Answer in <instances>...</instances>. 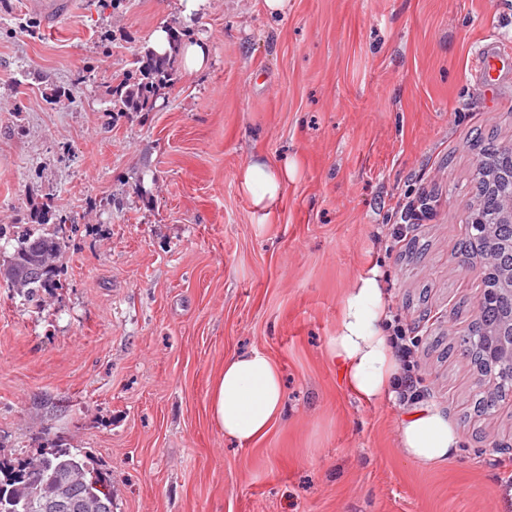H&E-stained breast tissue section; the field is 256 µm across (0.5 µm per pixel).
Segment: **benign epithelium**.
I'll list each match as a JSON object with an SVG mask.
<instances>
[{
  "mask_svg": "<svg viewBox=\"0 0 512 512\" xmlns=\"http://www.w3.org/2000/svg\"><path fill=\"white\" fill-rule=\"evenodd\" d=\"M471 234L463 242L465 261L479 263L485 288L477 300V308H498L501 320L489 331L469 330L463 354L478 361L477 385L479 403L496 405L506 393H512V281L500 278L497 252L491 247V226L478 207L468 211Z\"/></svg>",
  "mask_w": 512,
  "mask_h": 512,
  "instance_id": "7a95c632",
  "label": "benign epithelium"
}]
</instances>
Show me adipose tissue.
<instances>
[{
	"instance_id": "1",
	"label": "adipose tissue",
	"mask_w": 512,
	"mask_h": 512,
	"mask_svg": "<svg viewBox=\"0 0 512 512\" xmlns=\"http://www.w3.org/2000/svg\"><path fill=\"white\" fill-rule=\"evenodd\" d=\"M289 166L254 160L237 175L240 192L263 222H272L282 203ZM389 302L377 269L359 276L346 292L331 354L344 388L356 399L376 403L393 395L400 361L388 336ZM209 415L225 438L248 447L263 439L283 415V385L276 361L254 350L224 361L209 394ZM398 440L407 458L426 469L448 459L459 445L447 417L435 406L415 404L399 420Z\"/></svg>"
}]
</instances>
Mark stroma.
<instances>
[{
    "mask_svg": "<svg viewBox=\"0 0 512 512\" xmlns=\"http://www.w3.org/2000/svg\"><path fill=\"white\" fill-rule=\"evenodd\" d=\"M34 20L35 34L21 22ZM205 39L153 110L119 112L159 27ZM512 143V0H0V253L52 199L75 229L35 307L0 286V450L57 443L111 478L114 512H512V395L477 409L462 336L482 281L458 249L481 154ZM296 164L278 218L237 186ZM432 201L411 224L409 200ZM379 267L420 397L459 435L421 470L400 401H357L330 343ZM279 365L283 418L241 448L212 424L227 357Z\"/></svg>",
    "mask_w": 512,
    "mask_h": 512,
    "instance_id": "stroma-1",
    "label": "stroma"
}]
</instances>
